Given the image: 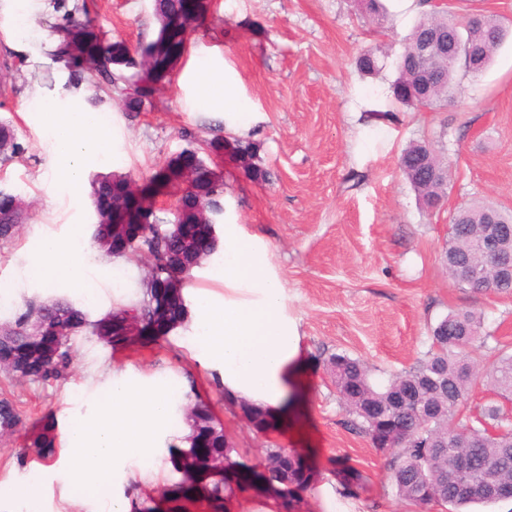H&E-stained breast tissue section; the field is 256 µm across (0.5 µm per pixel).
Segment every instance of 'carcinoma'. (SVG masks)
<instances>
[{
  "mask_svg": "<svg viewBox=\"0 0 512 512\" xmlns=\"http://www.w3.org/2000/svg\"><path fill=\"white\" fill-rule=\"evenodd\" d=\"M362 13L381 25L384 16L379 0H359ZM59 16L49 23L55 40L49 54L64 63L76 85L89 78L100 83L114 82L112 67L132 61L130 48L123 41H109L92 22L86 3L68 5L58 0ZM206 7H196L193 0H158L153 15L158 23L154 39L138 43L135 51L142 57L140 75L132 92L124 99V110L138 113L157 94V84L164 80L183 53L187 35L204 17ZM483 23L473 15L458 17L449 10L431 11L410 33L398 58V76L392 83L394 103L414 109H434L448 101V89L459 74L469 73L464 57L450 66L441 56L426 58L419 45L432 33L460 36L474 42L481 51V66L486 68L508 34V27L495 15H482ZM359 68L379 72L383 63L377 51L360 55ZM420 90L421 99L401 92L405 86ZM24 152L14 129L0 124V154L8 160ZM419 154L429 155L434 174L413 170L409 162ZM399 168L418 194L429 203L444 200L448 187V164L426 143L409 145L399 157ZM168 190L176 201L173 207L157 214L154 198ZM94 230L91 243L103 255L115 259L140 254L150 261L147 274L140 281L141 298L130 308L118 310L91 322L86 312L67 298L29 303L7 327L0 329L15 337L13 358L0 363V370L18 379L47 383L62 378L73 364L76 351L72 340L90 331L115 348L127 342H156L186 323L189 308L184 292L192 272L219 248L217 227L196 223L197 205L206 203L211 217L223 213L224 179L191 146L172 156L150 181L138 184L127 176L108 172L91 179ZM512 220V213L495 207L472 204L458 210V225L453 236L443 241L442 255L448 256V276L461 288L483 293H512V278L488 284L478 276L464 278L470 270L488 269L493 258L478 249L486 237L488 215ZM30 218L29 204L20 196L0 190V241L8 243L18 233L20 224ZM179 274L181 291L166 301L152 300L161 281ZM128 321L130 334L112 333V320ZM31 324L61 326L62 336H45L43 346L52 347L53 355L42 373H27V361L33 343L27 335ZM490 335L484 330L482 313L474 310L451 311L430 330L428 350L416 365L401 373H392L378 381L362 361L346 354H332L327 366L336 394L345 411L343 425L368 439L372 447L393 450L388 463L389 478L396 495L419 512L440 504L448 512H466L476 504L496 501L491 489L512 481V354L500 351L488 373L480 367ZM481 385L489 399L474 407L469 405L472 389ZM250 424L258 431L276 427L279 421L267 419L259 410L239 405ZM190 428L186 448L170 447L169 463L179 478L161 487L159 497L165 502H201L212 512H225V502L239 492H260L264 478L255 467L229 457L231 444L209 403L197 398L186 410ZM22 423L16 405L9 401L0 407V433L10 435ZM57 422L54 415L42 418L38 432L28 446L17 452L25 463L33 451L45 459L55 455ZM467 462L461 483L447 479V469L458 461ZM265 466L278 485L277 495L283 507L292 510L302 501L306 485L293 478L301 470L302 459L285 456L283 448L265 450Z\"/></svg>",
  "mask_w": 512,
  "mask_h": 512,
  "instance_id": "1",
  "label": "carcinoma"
}]
</instances>
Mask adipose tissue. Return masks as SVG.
I'll return each mask as SVG.
<instances>
[{
  "label": "adipose tissue",
  "mask_w": 512,
  "mask_h": 512,
  "mask_svg": "<svg viewBox=\"0 0 512 512\" xmlns=\"http://www.w3.org/2000/svg\"><path fill=\"white\" fill-rule=\"evenodd\" d=\"M194 78L215 108L244 113L223 70L199 68ZM43 113L53 133L57 170L72 190H81L87 164L111 150L108 128L98 113L52 102ZM266 268L256 238L225 229L224 264L215 275L224 285V297L200 296L193 323L208 357L223 370L225 392L277 417L297 388L301 338L283 312L284 287ZM27 272L46 288L61 283L95 287L84 248L74 237L43 239ZM173 397L165 382L145 384L125 372L113 374L95 408L72 417L65 432L70 495L107 497L113 476L129 456L151 462L159 436L171 425Z\"/></svg>",
  "instance_id": "ef3b65f1"
}]
</instances>
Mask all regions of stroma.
I'll return each mask as SVG.
<instances>
[{
  "label": "stroma",
  "mask_w": 512,
  "mask_h": 512,
  "mask_svg": "<svg viewBox=\"0 0 512 512\" xmlns=\"http://www.w3.org/2000/svg\"><path fill=\"white\" fill-rule=\"evenodd\" d=\"M90 17L107 39L129 47L155 38L152 0H87ZM384 25L369 22L355 0H210L204 23L189 36L186 51L159 94L138 118L123 99L138 71L124 68L104 91L85 83L73 87L69 70L48 55L47 25L52 0H0V84L5 63L20 62L15 90L0 91V122L11 123L25 151L0 162V189L21 195L33 216L12 243L0 244V327L11 323L28 301L64 297L90 320L125 308L141 297L145 258L112 260L98 251L87 259L98 273L94 295L61 284L44 288L27 275V264L45 236L90 239L88 195H72L52 166L53 140L38 108L50 97L62 106L87 108L98 95L110 129L112 151L89 164L90 173L116 171L143 182L185 147L182 131L200 137L220 131L228 145L224 171L225 223L256 236L267 254L269 273L285 289V313L295 320L305 350L301 387L288 418L263 432L253 430L238 408L219 403L215 369L192 324L157 343L119 348L90 333L74 337L76 360L64 379L42 384L19 381L0 371V398L12 400L23 423L0 437V482L40 476L41 512H96L66 499L62 459L42 464L37 456L18 463L15 452L32 437L39 420L54 414L58 424L87 413L113 371L131 369L145 379H164L180 393L175 423L158 441L152 477L139 481V458H129L113 479L114 497L130 484L143 495L175 475L168 448L183 445L189 387L214 402L233 445L236 461L257 464L266 449L297 448L313 467L311 488L295 512H415L389 481L387 457L341 424L344 411L324 364L345 353L391 374L423 357L428 336L448 312H482L490 335L482 359L491 369L493 348L512 353V295L476 293L449 280L440 260L442 228L460 208L484 203L512 211V37L483 72L459 78L452 101L432 110L395 109L390 84L403 39L420 17L417 0H383ZM386 53L379 74L361 73L356 60L370 48ZM222 68L226 81L248 108L246 119L202 103L191 73L197 62ZM252 140L256 164L268 179H249L239 166L234 139ZM427 142L451 172L442 208L428 212L398 167L401 151ZM361 475L344 491L347 470Z\"/></svg>",
  "instance_id": "obj_1"
}]
</instances>
